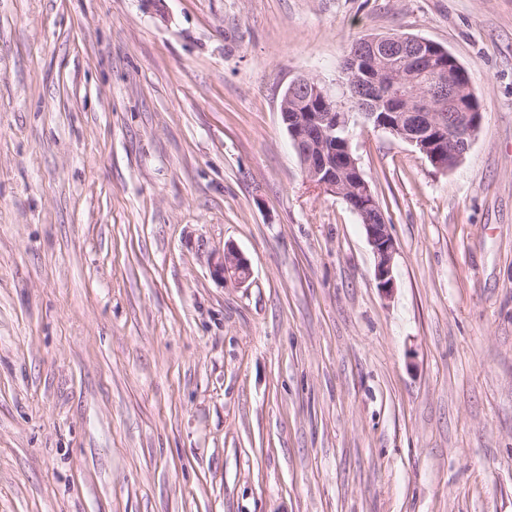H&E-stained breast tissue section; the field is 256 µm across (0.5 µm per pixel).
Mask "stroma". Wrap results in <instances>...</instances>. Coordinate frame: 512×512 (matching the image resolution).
Returning a JSON list of instances; mask_svg holds the SVG:
<instances>
[{"mask_svg":"<svg viewBox=\"0 0 512 512\" xmlns=\"http://www.w3.org/2000/svg\"><path fill=\"white\" fill-rule=\"evenodd\" d=\"M389 33L482 120L352 124L386 295L280 103ZM0 512H512V0H0ZM210 265L212 275L220 280H224V274L231 272L239 282L243 283L251 275L247 259L233 245H227L221 252L214 253Z\"/></svg>","mask_w":512,"mask_h":512,"instance_id":"obj_1","label":"stroma"}]
</instances>
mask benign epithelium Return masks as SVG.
<instances>
[{
	"label": "benign epithelium",
	"instance_id": "benign-epithelium-1",
	"mask_svg": "<svg viewBox=\"0 0 512 512\" xmlns=\"http://www.w3.org/2000/svg\"><path fill=\"white\" fill-rule=\"evenodd\" d=\"M341 99L315 78L298 75L286 89L280 114L306 179L355 205L375 257L374 277L388 295L395 288L397 253L390 225L377 220L376 198L360 175L350 137L336 139L352 118L389 132L413 146L438 171L448 170L444 144H453L455 161L469 152L482 115L470 96L467 71L448 50L430 40L390 34L364 38L359 55L342 72ZM353 92H348V88ZM338 100V109L329 106ZM212 275L231 273L241 283L250 265L232 245L213 254Z\"/></svg>",
	"mask_w": 512,
	"mask_h": 512
}]
</instances>
